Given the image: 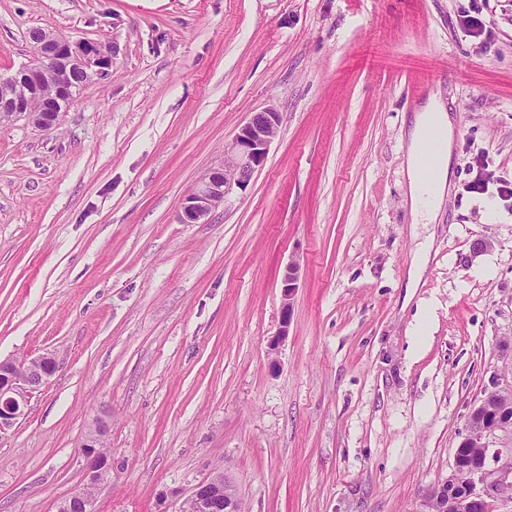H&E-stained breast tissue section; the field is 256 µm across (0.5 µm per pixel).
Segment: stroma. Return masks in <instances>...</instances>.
Instances as JSON below:
<instances>
[{
  "instance_id": "1",
  "label": "stroma",
  "mask_w": 512,
  "mask_h": 512,
  "mask_svg": "<svg viewBox=\"0 0 512 512\" xmlns=\"http://www.w3.org/2000/svg\"><path fill=\"white\" fill-rule=\"evenodd\" d=\"M41 29L112 68L52 130L0 122V358L60 365L0 432V512L83 489L100 418L93 512H181L217 471L243 512H423L472 408L512 380V0H0V76ZM435 99L450 188L416 224L408 131ZM269 106L264 165L180 223ZM298 266L296 263H291L288 266V270L282 279L281 293L283 299L282 315L283 317H289L292 299L298 288ZM106 422H98L86 435L82 443V453L88 463L89 480L86 485L92 488L99 486L109 475L108 456L103 455V439Z\"/></svg>"
}]
</instances>
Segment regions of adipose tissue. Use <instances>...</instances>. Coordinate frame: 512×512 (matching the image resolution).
Instances as JSON below:
<instances>
[{"instance_id": "1", "label": "adipose tissue", "mask_w": 512, "mask_h": 512, "mask_svg": "<svg viewBox=\"0 0 512 512\" xmlns=\"http://www.w3.org/2000/svg\"><path fill=\"white\" fill-rule=\"evenodd\" d=\"M437 136L441 149L434 161L431 178H423L414 159L408 163L411 211L417 222L431 223L440 209L448 181V160L451 154L453 127L449 115L439 102H432L416 116L410 133L409 152L414 156L422 141Z\"/></svg>"}]
</instances>
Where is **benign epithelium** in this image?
<instances>
[{
  "label": "benign epithelium",
  "instance_id": "benign-epithelium-1",
  "mask_svg": "<svg viewBox=\"0 0 512 512\" xmlns=\"http://www.w3.org/2000/svg\"><path fill=\"white\" fill-rule=\"evenodd\" d=\"M74 66L85 69L88 77L106 76L112 68V53L85 41L71 40L52 32L42 31L35 40V59L13 76L16 92L0 98V113L10 118L31 116L42 129L53 127L71 97L66 74ZM56 75L52 94L42 93L47 71ZM280 113L270 107L254 112L240 127L233 141L224 148V167L216 169L188 193L182 202L180 220L183 224H200L225 202L236 189L246 187L254 173L267 158L277 137ZM298 288V266L292 263L282 279L283 329L287 335L292 299ZM58 370V361L51 353H42L24 361L0 360V431L12 427L27 415L30 397L48 383ZM498 394L493 387L472 412L467 433L456 448L451 471L439 485L443 494L442 512H491L499 500L512 502V445L491 449L498 436L512 439V421L494 404ZM106 422H98L86 435L82 453L88 463V486H99L109 475L108 456L102 452ZM484 448V453L460 463L472 445ZM187 502L190 512H240L234 488L221 473L197 485Z\"/></svg>",
  "mask_w": 512,
  "mask_h": 512
}]
</instances>
